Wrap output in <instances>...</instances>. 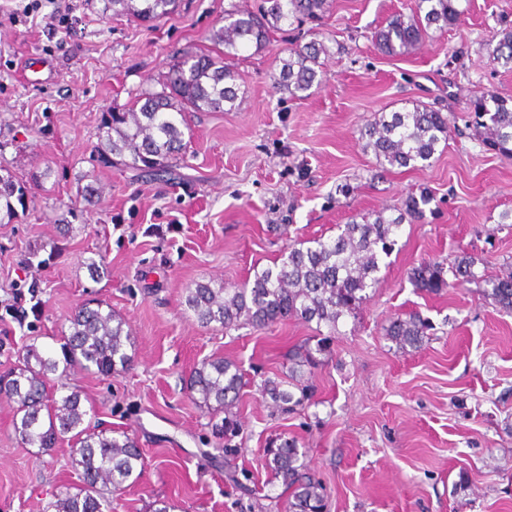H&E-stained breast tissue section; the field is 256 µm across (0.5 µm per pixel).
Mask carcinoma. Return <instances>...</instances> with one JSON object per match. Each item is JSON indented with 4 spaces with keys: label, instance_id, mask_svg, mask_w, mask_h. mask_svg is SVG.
<instances>
[{
    "label": "carcinoma",
    "instance_id": "obj_1",
    "mask_svg": "<svg viewBox=\"0 0 512 512\" xmlns=\"http://www.w3.org/2000/svg\"><path fill=\"white\" fill-rule=\"evenodd\" d=\"M327 0H264L261 12L235 11L224 14V26L214 34V42L224 50L201 53L176 60L159 92L147 94L139 108L105 115L100 139L111 163L124 168L162 175L172 161L187 149L185 132L190 130L186 113L216 112L234 108L238 99L235 72L225 60L239 51L260 48L271 33L282 30L292 20L311 19L322 13ZM178 0H112V8L142 20H158L173 13ZM464 10L459 0H416L408 14L393 15L375 33L379 49L388 55L415 48L429 31L445 30L456 24ZM489 59L512 68V30L487 43ZM324 44L311 42L289 49L283 60L278 87L292 98H303L319 82L320 55ZM470 126L489 149L512 156V97L486 91L470 100ZM452 128L448 115L424 104L402 112H377L361 128L363 150L373 153L379 167H424L442 143H448ZM23 183L8 176L0 178V212L17 216L14 204L25 206ZM430 197L409 195L404 209L393 215L379 211L375 218L366 215L337 225L335 236L313 240L288 248L281 262L254 270L253 280L242 288H213L200 283L186 297L185 304L204 327L215 323L224 329L248 325L263 329L286 318L316 323L337 332L341 319L351 317L366 300V290L378 281L380 264L391 255L402 224L419 220ZM475 261L469 257L452 260L432 259L410 269L408 280L422 292L437 293L449 286L450 273L455 284L478 279ZM486 297L499 309L512 312V264L503 265L498 276L488 279ZM125 322L102 306L84 305L69 317L64 336L65 366H76L101 375L115 374L133 361L127 352L130 334ZM429 323L417 313L393 318L386 335L399 348L419 349ZM59 370V361L39 351L35 344L25 346L9 374L5 397L15 405L12 428L23 445L47 451L64 439L73 442L71 463L78 471V492L59 491L52 495L44 512H112V493L145 467L136 441L128 434L100 428L92 421L81 394L62 386L49 390V375ZM244 374L233 362L222 358L203 361L196 368L190 389L198 395L199 406L225 413L224 429L234 436L240 423L233 419L234 407ZM297 399L281 389V383L266 379L263 394L278 404L299 406L308 397V388L298 386ZM269 467L292 489L289 512H324L323 485L311 475L310 461L296 441L283 440L271 450Z\"/></svg>",
    "mask_w": 512,
    "mask_h": 512
}]
</instances>
